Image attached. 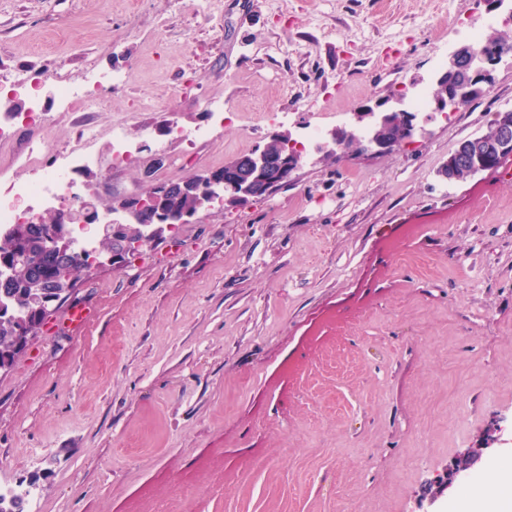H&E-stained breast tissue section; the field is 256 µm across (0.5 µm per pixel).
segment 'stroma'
Here are the masks:
<instances>
[{
  "mask_svg": "<svg viewBox=\"0 0 512 512\" xmlns=\"http://www.w3.org/2000/svg\"><path fill=\"white\" fill-rule=\"evenodd\" d=\"M489 0H0V76L120 72L101 101L0 143L24 155L122 124L130 160L73 169L98 208L179 181L276 132L303 138L368 101L431 84L490 22ZM512 107V62L454 121L384 154L308 148L288 186L213 207L120 268L80 274L63 319L0 373V487L40 512H419L427 481L479 452V484L512 465V156L447 180L459 141ZM206 129L194 141L182 133ZM499 432L500 442L487 438Z\"/></svg>",
  "mask_w": 512,
  "mask_h": 512,
  "instance_id": "obj_1",
  "label": "stroma"
}]
</instances>
